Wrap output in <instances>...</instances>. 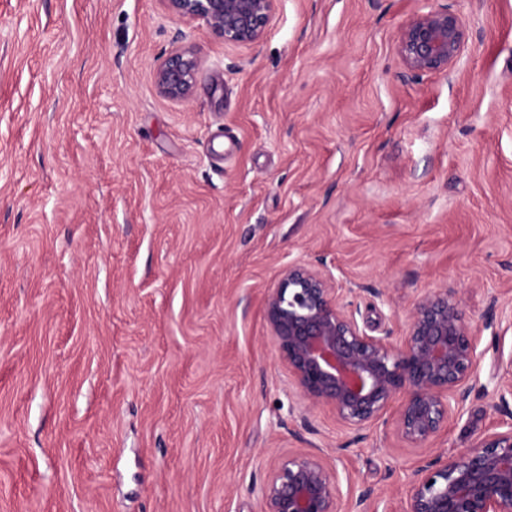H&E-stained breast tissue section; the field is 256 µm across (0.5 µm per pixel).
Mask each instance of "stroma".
<instances>
[{"instance_id":"1","label":"stroma","mask_w":512,"mask_h":512,"mask_svg":"<svg viewBox=\"0 0 512 512\" xmlns=\"http://www.w3.org/2000/svg\"><path fill=\"white\" fill-rule=\"evenodd\" d=\"M453 79L403 81L427 0H277L253 46L162 0H0V512H260L322 449L383 502L435 451L313 407L264 299L323 260L373 336L454 290L479 369L440 448L512 422V0H447ZM203 64L188 102L152 73ZM201 65L200 57L192 49L178 47L173 50L153 71V81L159 94L172 101H187Z\"/></svg>"}]
</instances>
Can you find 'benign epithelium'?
Returning <instances> with one entry per match:
<instances>
[{
	"label": "benign epithelium",
	"mask_w": 512,
	"mask_h": 512,
	"mask_svg": "<svg viewBox=\"0 0 512 512\" xmlns=\"http://www.w3.org/2000/svg\"><path fill=\"white\" fill-rule=\"evenodd\" d=\"M163 2L175 17L204 21L224 43L251 46L264 37L277 0ZM464 44L461 18L446 4H430L399 31L402 78L451 77ZM201 65L192 49L173 50L153 71L159 94L188 100ZM264 313L277 356L303 398L329 407L346 429H362L388 415L412 448L433 447L459 413L479 364L478 337L455 292L446 288L415 301L406 333L393 342L359 326L341 304L325 262H292L282 267ZM497 376L499 401L506 405L512 356L499 361ZM261 498V512H344L339 476L315 451L279 461ZM400 512H512V424L415 469Z\"/></svg>",
	"instance_id": "1"
}]
</instances>
